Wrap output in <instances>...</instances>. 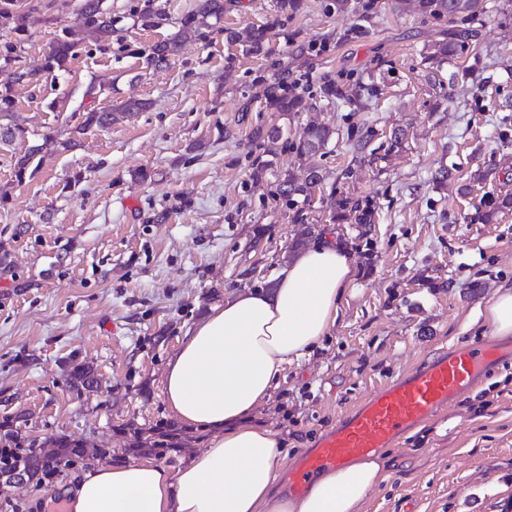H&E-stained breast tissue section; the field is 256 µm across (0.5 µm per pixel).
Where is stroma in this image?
Instances as JSON below:
<instances>
[{"label": "stroma", "instance_id": "1", "mask_svg": "<svg viewBox=\"0 0 512 512\" xmlns=\"http://www.w3.org/2000/svg\"><path fill=\"white\" fill-rule=\"evenodd\" d=\"M82 2L19 0L24 32L0 28V48L21 42V63L36 72L13 86L25 135L0 148V419L24 414L23 434L67 436L88 453L21 488L0 482V512H61L72 475L100 461L175 470L207 448L210 433L167 407L166 363L227 293L272 288L295 239L337 240L357 278L320 346L288 364L254 414L284 463L384 382L487 335L488 303L512 289V207L480 219L512 196V0H487L465 49L434 62L450 22L398 12L394 0H350L344 12L302 0L256 55L225 31L272 22L278 0H224L208 40L189 39L160 66L145 52L197 0H163L168 18L152 28L134 21L147 0H104L111 50L88 41L62 70L41 72ZM282 76L303 92L304 111L263 110L267 82ZM327 79L374 92L327 100ZM131 97L147 109L81 130L85 112ZM312 121L335 134L319 190L292 209L277 189L302 176L291 144ZM275 127L282 138L266 148L254 133ZM47 136L68 149L43 153L39 171L17 180L18 157ZM480 167L488 178L470 182ZM342 199L371 208L373 222H332ZM73 358L93 367L98 391L70 387ZM381 456L387 478L361 512H512V361Z\"/></svg>", "mask_w": 512, "mask_h": 512}]
</instances>
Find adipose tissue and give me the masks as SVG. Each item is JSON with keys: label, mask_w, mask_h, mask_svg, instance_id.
<instances>
[{"label": "adipose tissue", "mask_w": 512, "mask_h": 512, "mask_svg": "<svg viewBox=\"0 0 512 512\" xmlns=\"http://www.w3.org/2000/svg\"><path fill=\"white\" fill-rule=\"evenodd\" d=\"M356 274L353 255L324 239L280 268L273 290L248 288L211 307L163 375L169 409L211 432L209 448L174 472L153 460L93 466L68 489L69 512H361L387 478L382 457L353 459L290 497L279 486V442L253 419L288 363L335 325Z\"/></svg>", "instance_id": "adipose-tissue-1"}]
</instances>
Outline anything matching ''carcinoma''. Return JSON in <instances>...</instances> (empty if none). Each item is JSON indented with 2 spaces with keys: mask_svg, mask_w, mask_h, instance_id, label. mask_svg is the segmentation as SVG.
Listing matches in <instances>:
<instances>
[{
  "mask_svg": "<svg viewBox=\"0 0 512 512\" xmlns=\"http://www.w3.org/2000/svg\"><path fill=\"white\" fill-rule=\"evenodd\" d=\"M401 8L417 12L422 15L437 19L446 18L452 23L466 24L478 19L484 12L485 0H398ZM104 0H84L79 10L77 20L85 32L89 33L101 50L108 49L112 43L114 33V19L111 12L103 7ZM224 14V0H198L195 11L185 15L178 22V30L170 38L154 45L146 57V63L159 66L168 61V58L177 52L181 42L188 37L204 40L210 28L211 20H220ZM166 19L164 5L156 0H147V5L137 16V22L143 27H156ZM25 16L17 14V0H0V27L5 29L23 30ZM280 20L276 19L263 25L239 33L233 30L227 31V39L242 45L243 50L249 54L260 53L265 46L268 32L272 31ZM469 36V29L463 28L456 32L448 33V39L442 40L433 46L431 58L447 57L455 55L465 47V39ZM21 44H7L0 51V74L6 75L4 89L0 90V119L10 116L14 107V101L10 95V84L21 80L22 74L11 70L12 63L18 60V48ZM76 43L68 37L56 40L45 55L43 70L52 73L63 69L68 59L74 55ZM366 87L358 85L347 91L342 90L336 83L326 81L321 87L323 97L332 99L345 98L349 101L359 99ZM264 106L271 112H298L304 108L302 94L296 92V86H290L283 80L268 84L264 94ZM114 119V113L106 110H90L84 114L81 127L84 129L96 127L106 128ZM334 131L327 125L310 124L299 138L296 150L301 156L315 157L323 150L332 139ZM56 141L47 137L43 143L31 149L23 157L16 161V177L24 180L34 158L43 148L51 147ZM303 183L290 176L279 186L281 196L288 206L295 207V197L304 195ZM70 385L76 389H88L95 381L93 369L83 363L72 364L70 371ZM20 417L8 416L0 422V431L4 438L14 444L15 451L8 452L0 449V471L11 472L19 466L35 465V471L50 473L61 466V458L57 456L39 457L31 446L35 442L22 436L19 431Z\"/></svg>",
  "mask_w": 512,
  "mask_h": 512,
  "instance_id": "1",
  "label": "carcinoma"
}]
</instances>
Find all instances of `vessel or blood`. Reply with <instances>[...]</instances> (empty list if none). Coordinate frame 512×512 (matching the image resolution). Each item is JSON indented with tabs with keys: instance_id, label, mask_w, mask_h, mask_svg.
<instances>
[{
	"instance_id": "obj_1",
	"label": "vessel or blood",
	"mask_w": 512,
	"mask_h": 512,
	"mask_svg": "<svg viewBox=\"0 0 512 512\" xmlns=\"http://www.w3.org/2000/svg\"><path fill=\"white\" fill-rule=\"evenodd\" d=\"M507 355L493 343L441 349L344 411L315 448L290 467L289 491L302 494L317 475L390 447L461 395L475 391L487 367Z\"/></svg>"
}]
</instances>
